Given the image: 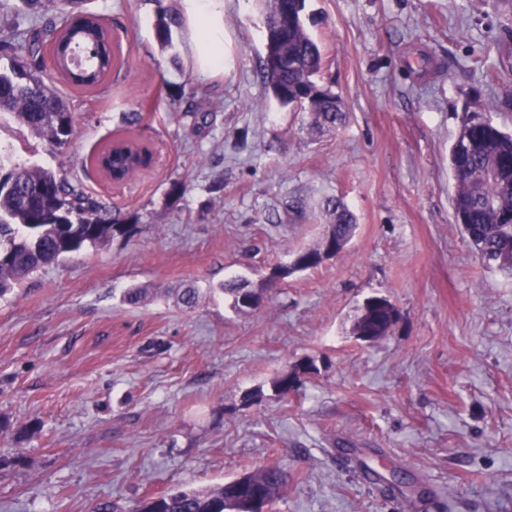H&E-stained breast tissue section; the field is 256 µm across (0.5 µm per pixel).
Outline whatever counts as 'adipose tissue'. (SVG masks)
I'll list each match as a JSON object with an SVG mask.
<instances>
[{"mask_svg": "<svg viewBox=\"0 0 512 512\" xmlns=\"http://www.w3.org/2000/svg\"><path fill=\"white\" fill-rule=\"evenodd\" d=\"M190 36L196 70L208 75L224 72V0H179Z\"/></svg>", "mask_w": 512, "mask_h": 512, "instance_id": "ef3b65f1", "label": "adipose tissue"}]
</instances>
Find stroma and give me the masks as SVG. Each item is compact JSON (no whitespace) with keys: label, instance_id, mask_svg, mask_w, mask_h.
<instances>
[{"label":"stroma","instance_id":"obj_1","mask_svg":"<svg viewBox=\"0 0 512 512\" xmlns=\"http://www.w3.org/2000/svg\"><path fill=\"white\" fill-rule=\"evenodd\" d=\"M85 7L111 23L122 68L71 98L68 146L4 115L0 151L78 177L133 230L0 296V512L130 508L269 463L288 470L273 512H512V279L456 224L449 167L465 110L512 132V10L306 0L347 114L313 134L263 81L260 0H224L220 76L195 70L185 23L158 41L176 0ZM129 133L160 162L115 189L85 165ZM330 198L356 219L351 244L273 279L326 233ZM233 278L257 308L222 292ZM132 287L150 301L125 305ZM372 297L399 319L365 343L351 328ZM306 360L314 373L276 396L272 379ZM393 469L409 484L389 487Z\"/></svg>","mask_w":512,"mask_h":512}]
</instances>
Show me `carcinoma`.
I'll return each instance as SVG.
<instances>
[{"mask_svg":"<svg viewBox=\"0 0 512 512\" xmlns=\"http://www.w3.org/2000/svg\"><path fill=\"white\" fill-rule=\"evenodd\" d=\"M80 0H21L28 10H54L56 23L0 35V112H6L30 132L62 148L73 135V117L66 101L55 91L52 79H64L75 93L95 92L121 63L120 45L112 29L98 15L78 9ZM288 10V29L279 35L273 23L276 10ZM305 0H268L266 42L269 48H285L288 60L275 73L260 66L273 97L283 106L296 105L310 113L311 126L337 130L346 120L340 96L321 80L320 48L308 33L303 12ZM94 47L71 71L67 55L74 44ZM53 61L46 69L45 58ZM133 154L104 145L92 159L97 170L126 169ZM449 166L455 181V221L480 263L512 279V134L475 115H464L459 140L450 150ZM332 234L347 238L356 234L353 213L339 201H328ZM131 227L107 216L105 207L72 181L38 166L5 167L0 159V294L40 268L80 251L86 245L104 244ZM331 248L321 238L317 246L299 253L291 268L279 269L282 277L319 265ZM300 383L298 372H284L272 380L275 394L285 396ZM244 479L266 491L274 501L287 481L277 464L246 473ZM239 479L203 489H173L153 498L150 512H236Z\"/></svg>","mask_w":512,"mask_h":512,"instance_id":"1","label":"carcinoma"}]
</instances>
